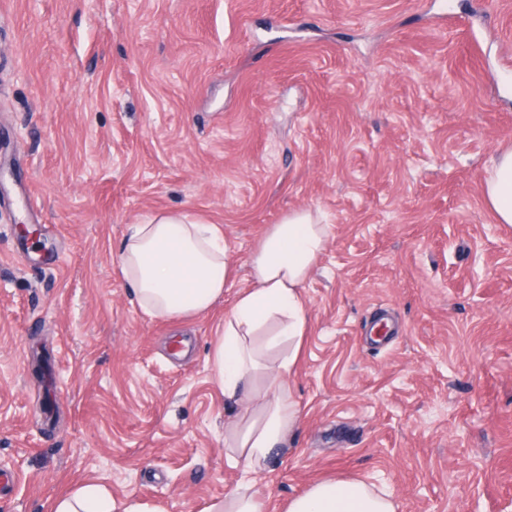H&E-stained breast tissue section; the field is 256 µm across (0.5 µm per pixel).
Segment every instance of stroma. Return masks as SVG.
Segmentation results:
<instances>
[{"mask_svg":"<svg viewBox=\"0 0 512 512\" xmlns=\"http://www.w3.org/2000/svg\"><path fill=\"white\" fill-rule=\"evenodd\" d=\"M512 144V0H0V512L83 481L156 512L321 478L399 512H512V224L483 203ZM329 240L286 448L232 461L209 355L288 212ZM221 226L224 299L137 304L132 224Z\"/></svg>","mask_w":512,"mask_h":512,"instance_id":"1","label":"stroma"}]
</instances>
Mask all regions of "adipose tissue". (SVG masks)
Listing matches in <instances>:
<instances>
[{"label":"adipose tissue","mask_w":512,"mask_h":512,"mask_svg":"<svg viewBox=\"0 0 512 512\" xmlns=\"http://www.w3.org/2000/svg\"><path fill=\"white\" fill-rule=\"evenodd\" d=\"M484 200L497 223L512 224V147L499 151L484 175ZM319 212L291 211L252 253L250 287L224 318L212 351L220 393L241 400L224 427V445L250 467L262 466L293 437L299 408L289 383L308 318L302 288L327 244ZM124 279L153 318H192L224 296L232 275L217 225L181 212H160L132 225L120 246ZM51 512H151L85 483L59 494ZM285 512H398L394 499L360 479H322L289 499Z\"/></svg>","instance_id":"adipose-tissue-1"}]
</instances>
